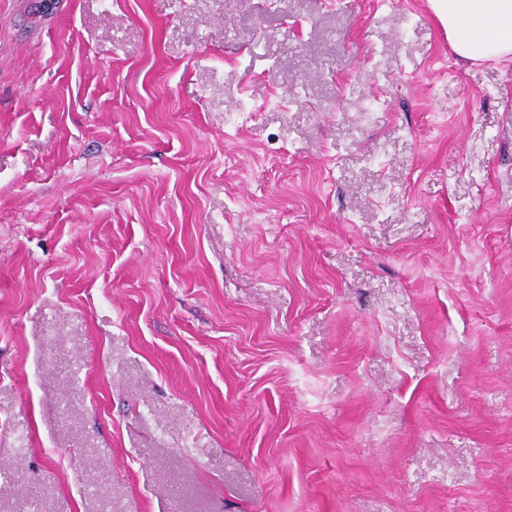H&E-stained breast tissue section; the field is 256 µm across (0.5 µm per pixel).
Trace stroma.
Wrapping results in <instances>:
<instances>
[{"mask_svg":"<svg viewBox=\"0 0 512 512\" xmlns=\"http://www.w3.org/2000/svg\"><path fill=\"white\" fill-rule=\"evenodd\" d=\"M0 512H512V62L0 0Z\"/></svg>","mask_w":512,"mask_h":512,"instance_id":"35a3bbf8","label":"stroma"}]
</instances>
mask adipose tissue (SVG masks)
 Instances as JSON below:
<instances>
[{
  "label": "adipose tissue",
  "instance_id": "obj_1",
  "mask_svg": "<svg viewBox=\"0 0 512 512\" xmlns=\"http://www.w3.org/2000/svg\"><path fill=\"white\" fill-rule=\"evenodd\" d=\"M465 64L512 61V0H428Z\"/></svg>",
  "mask_w": 512,
  "mask_h": 512
}]
</instances>
